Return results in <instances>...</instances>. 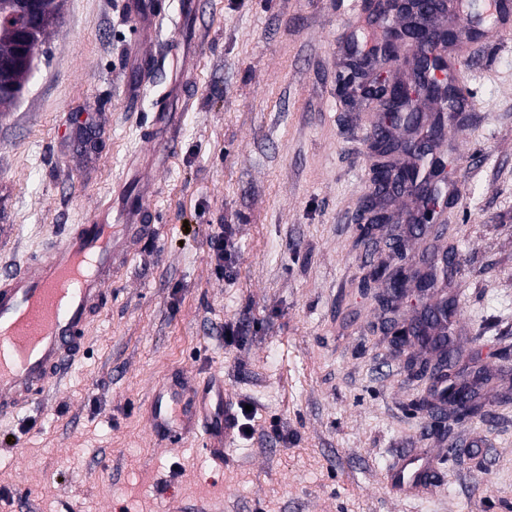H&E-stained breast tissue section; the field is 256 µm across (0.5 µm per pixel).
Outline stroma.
I'll return each mask as SVG.
<instances>
[{
  "label": "stroma",
  "instance_id": "obj_1",
  "mask_svg": "<svg viewBox=\"0 0 512 512\" xmlns=\"http://www.w3.org/2000/svg\"><path fill=\"white\" fill-rule=\"evenodd\" d=\"M65 0L22 96L0 112V264H33L87 223L148 148L158 102L179 113L165 166L148 171L153 234L131 248L82 355L44 397L0 420V512H512V22L448 49L465 106L427 247L457 255L451 332L489 374L488 413L439 436L426 384L389 344L383 288L394 225L418 200L380 202L393 223L363 235L382 112L347 84L364 0ZM194 61L176 80L167 49ZM232 225L237 259L216 273L209 240ZM234 329L225 342V329ZM175 368L221 371L224 409L262 432L216 468L196 443L147 424L153 384ZM434 466L396 492L403 457Z\"/></svg>",
  "mask_w": 512,
  "mask_h": 512
}]
</instances>
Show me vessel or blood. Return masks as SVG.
I'll return each mask as SVG.
<instances>
[{"mask_svg": "<svg viewBox=\"0 0 512 512\" xmlns=\"http://www.w3.org/2000/svg\"><path fill=\"white\" fill-rule=\"evenodd\" d=\"M176 127L173 113L157 110L152 163H165ZM136 185L133 196L127 186H119L118 210H100L32 267H0L1 420L44 396L81 352L87 323L102 308L131 244L150 230L146 214L152 185L141 177ZM147 419L158 440L169 445L197 440L219 463L235 440V421L224 413V378L217 373L199 378L177 372L171 382L156 387ZM424 482L423 470L410 461L392 476L399 488Z\"/></svg>", "mask_w": 512, "mask_h": 512, "instance_id": "1", "label": "vessel or blood"}]
</instances>
